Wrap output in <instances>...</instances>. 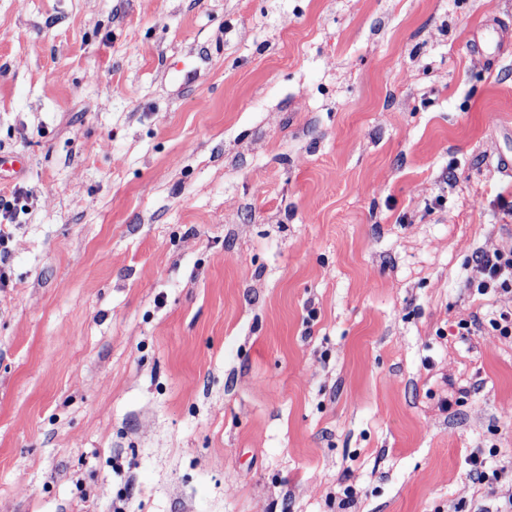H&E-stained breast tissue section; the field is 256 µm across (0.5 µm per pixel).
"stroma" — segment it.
<instances>
[{"label": "stroma", "instance_id": "1", "mask_svg": "<svg viewBox=\"0 0 512 512\" xmlns=\"http://www.w3.org/2000/svg\"><path fill=\"white\" fill-rule=\"evenodd\" d=\"M1 154L0 512H502L512 0H0ZM477 270L481 277L469 280L468 288L479 295L512 293V247L492 254L482 252L477 256Z\"/></svg>", "mask_w": 512, "mask_h": 512}]
</instances>
